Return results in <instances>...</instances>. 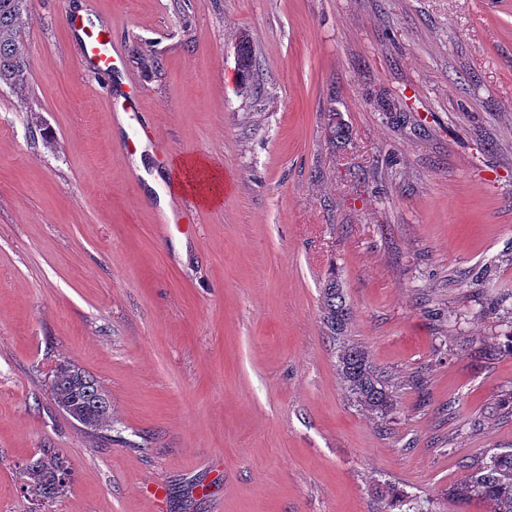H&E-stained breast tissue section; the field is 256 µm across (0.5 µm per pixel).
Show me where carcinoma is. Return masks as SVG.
<instances>
[{"mask_svg": "<svg viewBox=\"0 0 512 512\" xmlns=\"http://www.w3.org/2000/svg\"><path fill=\"white\" fill-rule=\"evenodd\" d=\"M32 0H0V86L22 91L30 81V64L21 52L20 38L32 19ZM238 71L243 85L255 74L254 50L246 37L236 45ZM325 326L338 342L337 373L354 406L381 419H387L397 405L394 385L371 361L368 352L346 339L352 311L337 276L328 278L322 288ZM51 393L67 414H79L78 422L91 431L112 426V401L107 391L89 372L70 363L53 370ZM64 458L46 450L19 466L24 489L41 505L60 497L70 484L57 480ZM463 483L448 490V496L461 501L481 500L491 512H512V451L495 453L473 465ZM371 492L385 512H433V501L408 495L390 481H379Z\"/></svg>", "mask_w": 512, "mask_h": 512, "instance_id": "obj_1", "label": "carcinoma"}]
</instances>
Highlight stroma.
I'll return each instance as SVG.
<instances>
[{
	"mask_svg": "<svg viewBox=\"0 0 512 512\" xmlns=\"http://www.w3.org/2000/svg\"><path fill=\"white\" fill-rule=\"evenodd\" d=\"M71 3L34 0L30 83L0 88V512H40L17 465L46 448L73 474L52 512H379L380 480L489 512L448 489L512 451V0H96L153 167L229 182L212 208L174 196L187 224L132 176ZM332 271L389 420L337 375ZM64 362L111 430L54 404ZM238 71L241 76L242 84L248 85L249 80L255 74V55L250 42L242 36L237 45ZM51 393L55 403L86 429L99 431L112 426V401L89 372L70 363L53 370ZM71 411L78 413L74 418Z\"/></svg>",
	"mask_w": 512,
	"mask_h": 512,
	"instance_id": "stroma-1",
	"label": "stroma"
}]
</instances>
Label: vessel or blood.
Masks as SVG:
<instances>
[{
	"label": "vessel or blood",
	"mask_w": 512,
	"mask_h": 512,
	"mask_svg": "<svg viewBox=\"0 0 512 512\" xmlns=\"http://www.w3.org/2000/svg\"><path fill=\"white\" fill-rule=\"evenodd\" d=\"M66 27L78 45L84 64L97 71L118 72L121 56L109 23H95L87 20L83 14L71 12L67 15Z\"/></svg>",
	"instance_id": "b4317fda"
}]
</instances>
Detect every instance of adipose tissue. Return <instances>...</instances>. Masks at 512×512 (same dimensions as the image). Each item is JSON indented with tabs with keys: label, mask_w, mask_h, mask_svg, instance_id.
I'll use <instances>...</instances> for the list:
<instances>
[{
	"label": "adipose tissue",
	"mask_w": 512,
	"mask_h": 512,
	"mask_svg": "<svg viewBox=\"0 0 512 512\" xmlns=\"http://www.w3.org/2000/svg\"><path fill=\"white\" fill-rule=\"evenodd\" d=\"M134 177L142 179L148 190L155 192L157 206L163 214H170L173 193L193 194L206 207L219 205L226 188L223 173L208 159L187 157L174 164L171 187L163 189L157 176L148 173L143 158H136L131 165Z\"/></svg>",
	"instance_id": "adipose-tissue-1"
}]
</instances>
